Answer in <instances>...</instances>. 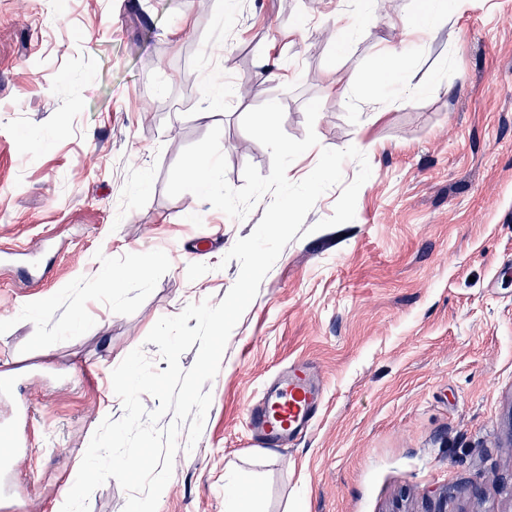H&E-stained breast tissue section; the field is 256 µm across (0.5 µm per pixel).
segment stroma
<instances>
[{"mask_svg":"<svg viewBox=\"0 0 512 512\" xmlns=\"http://www.w3.org/2000/svg\"><path fill=\"white\" fill-rule=\"evenodd\" d=\"M420 6L374 0L342 44L355 0H0V429L30 410L0 512H54L123 414L112 370L138 347L167 369L146 340L157 320L236 281L223 257L265 207L234 220L169 197L182 150L220 127L241 187L246 165L272 166L243 115L278 101L301 139L313 99L319 144L288 179L350 146L371 176L354 219L318 231L341 194L325 192L263 279L157 512H224L228 476L256 512H512V0H444L424 41ZM394 47L398 82L369 87ZM191 263L210 270L188 280ZM294 361L325 384L315 426L249 444L246 408Z\"/></svg>","mask_w":512,"mask_h":512,"instance_id":"stroma-1","label":"stroma"}]
</instances>
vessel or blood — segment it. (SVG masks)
<instances>
[{"mask_svg":"<svg viewBox=\"0 0 512 512\" xmlns=\"http://www.w3.org/2000/svg\"><path fill=\"white\" fill-rule=\"evenodd\" d=\"M324 386L307 364L296 362L266 386L258 405L248 408L246 436L260 445L280 447L304 436L316 420Z\"/></svg>","mask_w":512,"mask_h":512,"instance_id":"b4317fda","label":"vessel or blood"}]
</instances>
